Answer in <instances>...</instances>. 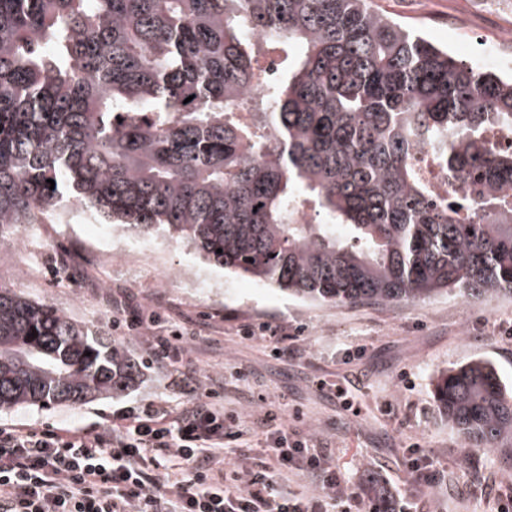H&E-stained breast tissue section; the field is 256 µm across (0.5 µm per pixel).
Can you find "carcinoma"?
<instances>
[{"label": "carcinoma", "mask_w": 512, "mask_h": 512, "mask_svg": "<svg viewBox=\"0 0 512 512\" xmlns=\"http://www.w3.org/2000/svg\"><path fill=\"white\" fill-rule=\"evenodd\" d=\"M495 126L512 127V76L374 0H0V229L75 199L313 301L512 294V151ZM419 145L451 197L431 194ZM307 210L321 222L295 223ZM139 380L108 337L0 288V410ZM435 392L467 447L512 463V389L492 365L452 368ZM368 492L392 512L374 477Z\"/></svg>", "instance_id": "obj_1"}]
</instances>
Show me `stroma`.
Wrapping results in <instances>:
<instances>
[{
  "instance_id": "obj_1",
  "label": "stroma",
  "mask_w": 512,
  "mask_h": 512,
  "mask_svg": "<svg viewBox=\"0 0 512 512\" xmlns=\"http://www.w3.org/2000/svg\"><path fill=\"white\" fill-rule=\"evenodd\" d=\"M398 21L427 33L468 62L490 35H512L505 0H375ZM0 288L44 301L103 334L139 364L140 383L76 405L19 407L1 424L90 429L149 400L170 406L186 395L169 369L148 365L150 339L124 330L133 314L157 316L154 332L180 330L202 383L221 384L225 410L253 421L281 414L289 432L328 449L341 480L360 489L380 478L397 512H495L512 494V468L485 448L464 447L437 410L435 381L475 359L512 384V294L464 300L451 291L400 305H342L303 299L208 263L157 235L102 223L75 201L40 217L25 240L0 234ZM292 338L275 358L258 330ZM425 448L440 480L419 484L407 463Z\"/></svg>"
}]
</instances>
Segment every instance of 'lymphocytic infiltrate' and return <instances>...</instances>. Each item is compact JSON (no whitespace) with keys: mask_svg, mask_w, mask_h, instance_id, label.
Segmentation results:
<instances>
[{"mask_svg":"<svg viewBox=\"0 0 512 512\" xmlns=\"http://www.w3.org/2000/svg\"><path fill=\"white\" fill-rule=\"evenodd\" d=\"M171 382L189 397L182 407L152 400L91 430L1 427L0 512H329L357 501L326 449L271 428L274 414L256 463L242 451L251 429L215 389L192 371ZM304 472L320 492L289 491Z\"/></svg>","mask_w":512,"mask_h":512,"instance_id":"obj_1","label":"lymphocytic infiltrate"}]
</instances>
